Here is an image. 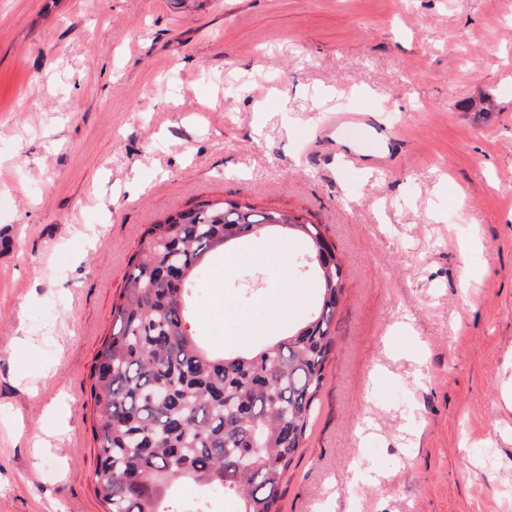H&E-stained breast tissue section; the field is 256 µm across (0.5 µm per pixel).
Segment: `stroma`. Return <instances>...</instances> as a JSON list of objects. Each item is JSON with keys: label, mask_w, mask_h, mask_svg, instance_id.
I'll return each instance as SVG.
<instances>
[{"label": "stroma", "mask_w": 512, "mask_h": 512, "mask_svg": "<svg viewBox=\"0 0 512 512\" xmlns=\"http://www.w3.org/2000/svg\"><path fill=\"white\" fill-rule=\"evenodd\" d=\"M224 198L343 265L280 512H512V0H0V512H103L112 306L151 224ZM283 238L216 256L201 337L308 315Z\"/></svg>", "instance_id": "35a3bbf8"}]
</instances>
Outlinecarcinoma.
<instances>
[{
    "label": "carcinoma",
    "instance_id": "cac0c4a2",
    "mask_svg": "<svg viewBox=\"0 0 512 512\" xmlns=\"http://www.w3.org/2000/svg\"><path fill=\"white\" fill-rule=\"evenodd\" d=\"M282 224L306 256L334 254L321 225L234 199L203 201L148 229L92 370L95 493L105 512H184L178 484L222 491L238 512H279L335 345L342 266L311 264L313 312L259 350L213 352L187 322L211 258Z\"/></svg>",
    "mask_w": 512,
    "mask_h": 512
}]
</instances>
